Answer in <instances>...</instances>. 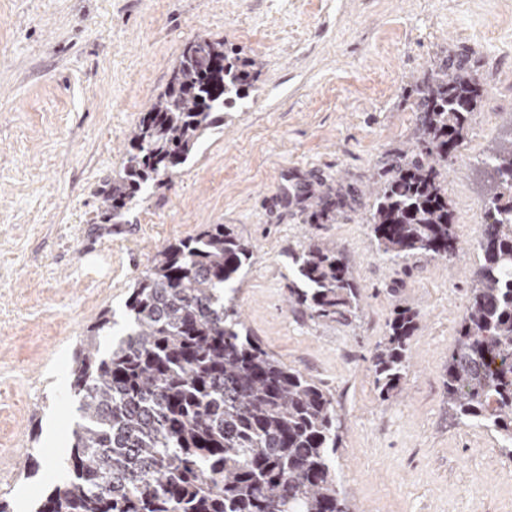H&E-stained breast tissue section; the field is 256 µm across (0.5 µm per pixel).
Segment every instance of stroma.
<instances>
[{
	"label": "stroma",
	"mask_w": 512,
	"mask_h": 512,
	"mask_svg": "<svg viewBox=\"0 0 512 512\" xmlns=\"http://www.w3.org/2000/svg\"><path fill=\"white\" fill-rule=\"evenodd\" d=\"M198 37L263 64L223 128L127 221L102 195L133 128ZM462 59L482 88L448 160L458 248L389 261L367 217L373 174L413 143L411 88ZM512 131V0H0V459L6 494L38 506L64 479L77 403L70 370L103 311L123 321L164 244L230 224L253 246L237 284L251 336L325 385L342 424L336 473L350 512H512V458L452 418L444 386L475 273L482 161ZM346 194L311 224L301 194ZM333 242L361 288L356 315L313 320L289 302L288 249ZM419 316L410 367L381 399L372 357L396 308Z\"/></svg>",
	"instance_id": "stroma-1"
}]
</instances>
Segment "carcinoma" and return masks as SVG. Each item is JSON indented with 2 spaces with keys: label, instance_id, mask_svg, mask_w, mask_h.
Wrapping results in <instances>:
<instances>
[{
  "label": "carcinoma",
  "instance_id": "obj_1",
  "mask_svg": "<svg viewBox=\"0 0 512 512\" xmlns=\"http://www.w3.org/2000/svg\"><path fill=\"white\" fill-rule=\"evenodd\" d=\"M262 63L231 56L224 41L188 42L170 85L143 113L106 202L122 219L142 186L179 173L224 107L253 87ZM412 150L373 178L370 224L378 249L397 262L448 260L457 249L448 200V157L464 140L481 97L465 62L450 60L416 86ZM480 215L485 263L475 274L455 348L448 355V410L498 433L512 458V137L488 156ZM342 197L314 204L333 219ZM252 249L229 224L169 242L136 279L125 308L130 329L107 350L104 311L74 357L79 398L69 475L37 512H349L334 458L339 416L329 393L249 333L235 282ZM291 303L321 320L358 309L359 289L334 243L288 253ZM417 314L398 308L374 355L375 383L394 391L409 364Z\"/></svg>",
  "mask_w": 512,
  "mask_h": 512
}]
</instances>
